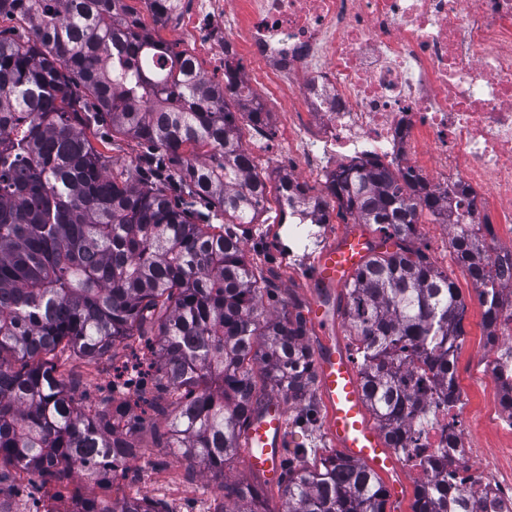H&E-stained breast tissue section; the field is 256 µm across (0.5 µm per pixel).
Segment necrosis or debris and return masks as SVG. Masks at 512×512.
Returning <instances> with one entry per match:
<instances>
[{
	"mask_svg": "<svg viewBox=\"0 0 512 512\" xmlns=\"http://www.w3.org/2000/svg\"><path fill=\"white\" fill-rule=\"evenodd\" d=\"M176 24L214 77L238 60L252 82L297 98L288 154L311 162L373 160L439 190L466 189L493 231L512 235V0H170ZM499 425L512 430V347L488 368ZM419 385L436 411L403 458L427 481L425 459L448 451V483L472 512H512V473L499 458L471 464V423L435 379Z\"/></svg>",
	"mask_w": 512,
	"mask_h": 512,
	"instance_id": "obj_1",
	"label": "necrosis or debris"
}]
</instances>
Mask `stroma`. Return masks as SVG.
Returning <instances> with one entry per match:
<instances>
[{"label":"stroma","instance_id":"stroma-1","mask_svg":"<svg viewBox=\"0 0 512 512\" xmlns=\"http://www.w3.org/2000/svg\"><path fill=\"white\" fill-rule=\"evenodd\" d=\"M251 93L262 104L269 118L267 134L263 137L256 133L247 117L238 120L242 142L252 153L257 172L272 184L281 177L295 178L307 185L310 195L324 196L323 167L309 169L297 159L287 164L274 160L275 154L284 149L287 102L272 97L258 84L252 85ZM87 135L97 149L117 165L142 167L144 146L130 136L113 133L109 119H101L96 126L88 129ZM350 222V217L339 215L337 206H330L328 223L311 225L312 239L306 246L298 247L289 240L287 225L279 221L276 198L268 199L259 223L249 227L244 248L248 260L261 267L267 278L273 294L268 302L271 312L288 310L296 304L308 306L315 295L309 272L321 252L336 241ZM419 234L421 241L428 246L427 253L431 260L452 275L466 303L463 320L465 336L457 353L456 382L466 412L481 423L480 428L473 431L477 446L474 461L479 464L504 439L492 420L498 399L486 371L491 347L484 310L475 296L471 277L456 263L448 248L447 229L432 223L430 216L425 215L420 219ZM132 346L129 340L118 342L109 355L90 362L65 359L61 366L74 380L76 391L104 389L112 378L113 363L125 361ZM310 398L312 413L308 421L297 422L295 408L287 410V450L292 453L300 448L310 456H326L332 453L333 446L325 435L324 407L318 390H311ZM141 445L139 458L130 462L126 477L115 485L117 495L147 501L161 500L168 504L171 512H213L217 490L203 467L187 471L185 463L179 459L178 450L156 447L151 433L143 434Z\"/></svg>","mask_w":512,"mask_h":512}]
</instances>
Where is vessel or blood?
I'll return each instance as SVG.
<instances>
[{
  "mask_svg": "<svg viewBox=\"0 0 512 512\" xmlns=\"http://www.w3.org/2000/svg\"><path fill=\"white\" fill-rule=\"evenodd\" d=\"M371 238L359 225L348 226L336 245L323 252L314 264L311 280L319 293L309 305V323L321 333L315 354V374L324 403V429L328 440L346 456L365 463L372 470L389 474L397 469L393 449L387 448L379 430L367 420L357 367L349 354L327 330L336 318L332 299L335 288L360 266ZM286 406L272 399L252 418L245 434L251 469L269 484H278L284 474Z\"/></svg>",
  "mask_w": 512,
  "mask_h": 512,
  "instance_id": "b4317fda",
  "label": "vessel or blood"
}]
</instances>
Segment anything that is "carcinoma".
Here are the masks:
<instances>
[{
  "label": "carcinoma",
  "mask_w": 512,
  "mask_h": 512,
  "mask_svg": "<svg viewBox=\"0 0 512 512\" xmlns=\"http://www.w3.org/2000/svg\"><path fill=\"white\" fill-rule=\"evenodd\" d=\"M0 485L36 473L42 483L77 474L98 479L103 497L79 512H171L162 501L107 499L114 474L139 455L147 412L165 417L157 445L180 448L220 480L214 512H265L259 487L224 479L266 386L311 412L315 378L302 312L272 314L266 279L246 259L239 227L255 224L269 187L242 143L237 115L262 122L240 90L148 32L127 0H0ZM106 115L112 130L154 150L152 175L113 170L85 128ZM340 212L376 227L395 250L371 246L342 285L343 326L367 409L386 445L410 448L426 402L416 365L457 397L455 359L465 303L448 272L415 246L422 214L448 223L453 198L408 170L371 162L328 177ZM278 200L312 224L328 203L283 177ZM202 204L201 211L196 205ZM224 223H219V217ZM483 223L457 214L448 247L466 267L488 326L512 287L484 251ZM157 337L159 349L114 368L123 394L77 402L48 356L68 349L98 358L116 341ZM418 485L412 512H467L463 490L440 478ZM278 485L284 512H386L387 489L366 465L336 453L308 465L294 454Z\"/></svg>",
  "instance_id": "1"
}]
</instances>
